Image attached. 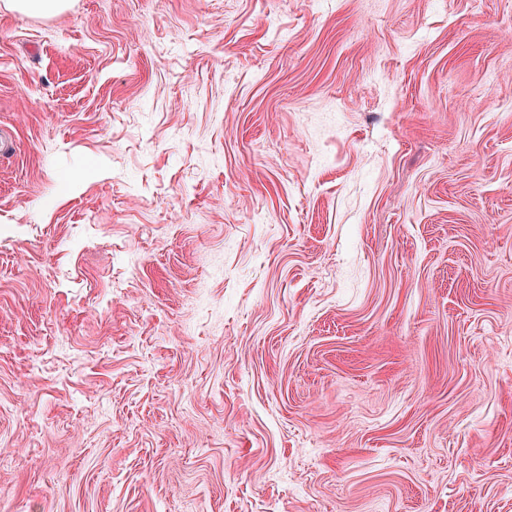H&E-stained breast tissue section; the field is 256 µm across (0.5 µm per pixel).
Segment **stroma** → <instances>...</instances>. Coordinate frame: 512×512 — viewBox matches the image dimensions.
<instances>
[{
  "instance_id": "obj_1",
  "label": "stroma",
  "mask_w": 512,
  "mask_h": 512,
  "mask_svg": "<svg viewBox=\"0 0 512 512\" xmlns=\"http://www.w3.org/2000/svg\"><path fill=\"white\" fill-rule=\"evenodd\" d=\"M0 512H512V0L0 8Z\"/></svg>"
}]
</instances>
